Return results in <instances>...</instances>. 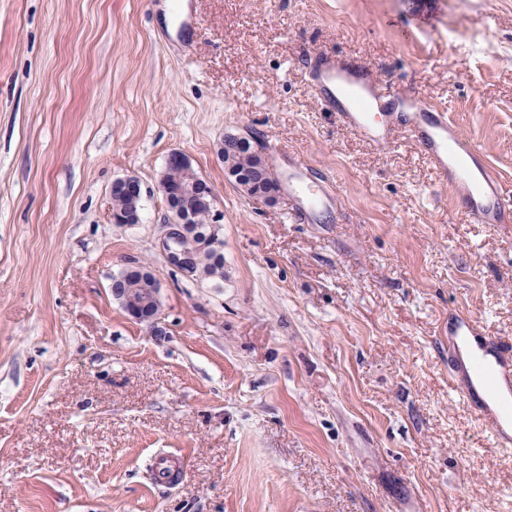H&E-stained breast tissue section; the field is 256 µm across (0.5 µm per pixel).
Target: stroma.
<instances>
[{"mask_svg":"<svg viewBox=\"0 0 512 512\" xmlns=\"http://www.w3.org/2000/svg\"><path fill=\"white\" fill-rule=\"evenodd\" d=\"M0 0V512H512V450L455 396L448 320L512 343V230L469 223L413 141L326 112L316 52L447 108L512 190V0ZM250 139L336 187L242 192ZM213 187L224 276L171 266V152ZM137 175L140 220H112ZM162 318L110 291L127 263ZM175 467L158 480L157 455ZM225 141V140H224ZM223 150L220 151L221 157L224 161V167L231 168L234 174L240 176L238 181H235L238 186H249L248 193L254 194L258 190L264 188V183L260 179L252 178L253 170L257 167L260 160L249 153V148L230 141L224 143ZM125 275L135 274L140 277L144 288H125L124 292L117 294L116 289L112 288L114 281L110 284V290L113 297L118 300L123 309L127 312L129 317L137 322H157L161 319V314L158 309L154 310L151 307L153 298L155 297V291L152 288L158 280L156 275L146 266L135 264L127 266L122 270Z\"/></svg>","mask_w":512,"mask_h":512,"instance_id":"1","label":"stroma"}]
</instances>
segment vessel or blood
<instances>
[{
	"instance_id": "obj_1",
	"label": "vessel or blood",
	"mask_w": 512,
	"mask_h": 512,
	"mask_svg": "<svg viewBox=\"0 0 512 512\" xmlns=\"http://www.w3.org/2000/svg\"><path fill=\"white\" fill-rule=\"evenodd\" d=\"M312 87L323 108L381 150L392 149L398 137L415 141L433 166L448 178V189L464 206L470 223L499 226L512 224V194L505 192L498 172L484 160L482 146L461 142L446 109L428 106L418 112L380 111L381 102L397 104L395 92L383 89L365 67L346 59L319 56L311 67ZM324 187L307 177L303 166L288 169V193L301 205L315 207ZM457 335L472 337L476 374L488 392H512V346L485 335L474 315H466ZM477 417L492 440L512 446L503 431L504 417L512 418V406L501 412L492 406L477 408Z\"/></svg>"
}]
</instances>
